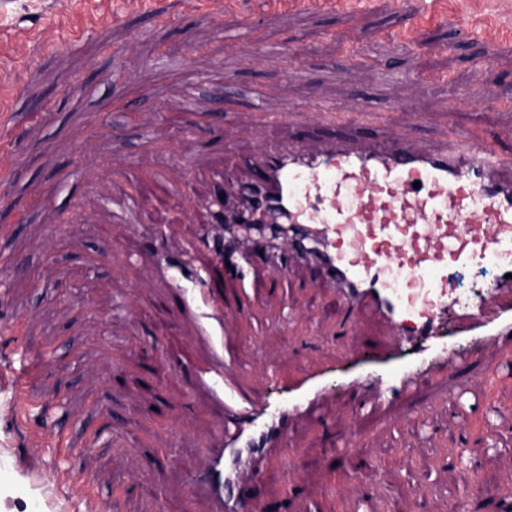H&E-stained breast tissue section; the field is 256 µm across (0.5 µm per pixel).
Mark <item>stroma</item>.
I'll list each match as a JSON object with an SVG mask.
<instances>
[{"label": "stroma", "mask_w": 512, "mask_h": 512, "mask_svg": "<svg viewBox=\"0 0 512 512\" xmlns=\"http://www.w3.org/2000/svg\"><path fill=\"white\" fill-rule=\"evenodd\" d=\"M268 0H235L223 16L201 0H0V143L14 155L0 171V254L12 267L0 289V366L20 361L21 389L0 376V512H153L165 491L169 512H209L189 486L202 464L213 414L205 396L185 404L194 364L206 351L154 274L151 227H168L181 250L206 224L223 183L199 180L147 223H113L104 195L129 192L132 178L189 162L206 170L227 154L251 157L265 132L252 104L287 114L310 145L328 131L310 118L317 100L352 107L339 126L358 144L407 139L442 149L457 134L499 135L512 156V0H417L420 14L392 0L349 10L335 0L274 12ZM107 16L104 25L90 18ZM250 18L272 45L311 47L301 61L240 63L250 44L225 48L217 25ZM489 19L493 39L464 34L461 19ZM371 42L369 61L348 60L349 43ZM196 45L185 54V45ZM492 65H485V58ZM196 79V109L183 85ZM194 125L183 137L177 121ZM151 140H144V132ZM84 143V174L67 178L72 147ZM68 284L57 296L58 284ZM250 308L225 309L245 365L283 374L373 349L387 334L372 312H352L315 266L294 260L276 284L252 290ZM170 328L156 335L152 320ZM181 370L156 385L165 358ZM455 381L421 386L383 419L353 422L346 399L330 394L298 421L292 438L303 469L295 487L279 471L239 495L260 493L287 512H464L512 507V346L474 363ZM363 443L339 455L343 439ZM175 462H167L168 449ZM58 466L79 477L42 486Z\"/></svg>", "instance_id": "stroma-1"}]
</instances>
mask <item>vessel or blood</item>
Masks as SVG:
<instances>
[{
	"label": "vessel or blood",
	"mask_w": 512,
	"mask_h": 512,
	"mask_svg": "<svg viewBox=\"0 0 512 512\" xmlns=\"http://www.w3.org/2000/svg\"><path fill=\"white\" fill-rule=\"evenodd\" d=\"M264 121L266 146L247 161L252 183L280 200L279 223L297 225L329 253L319 272L341 301L376 314L391 336L374 354L352 351L280 382L281 401L271 403L249 384L226 336L224 310L246 304V288L269 275L275 259L258 261L242 247L218 253L219 234L204 242L213 251L209 265L159 255L157 276L209 350L186 396L206 394L216 412L204 461L208 478L199 486L212 512H224V482L241 473L256 477L275 463L289 484L298 483L288 426L319 406L327 374L342 376L353 415H378L420 384L463 372L470 357L459 352L460 342L478 350L512 343V178L497 177L512 170V159L493 143L467 137L445 151L416 154L400 140L366 148L336 132L312 151L287 116L268 114ZM167 180L159 173L141 181L136 193L114 205L116 223H141L148 206L164 205ZM210 207L219 218L246 216L238 228L242 238L248 223L263 219L231 196L213 199ZM488 262L497 267L495 279L477 302L458 306L448 293L449 268ZM227 280L241 295L225 298L221 284ZM450 313L456 323L447 334L440 324Z\"/></svg>",
	"instance_id": "1"
}]
</instances>
